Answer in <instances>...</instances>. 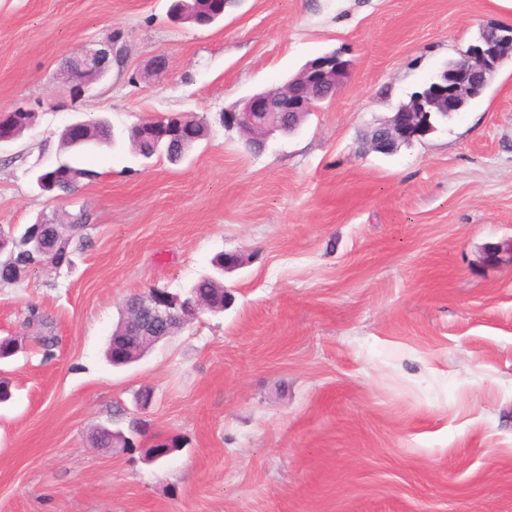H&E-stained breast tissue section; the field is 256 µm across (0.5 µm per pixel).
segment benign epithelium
Instances as JSON below:
<instances>
[{
  "label": "benign epithelium",
  "instance_id": "benign-epithelium-1",
  "mask_svg": "<svg viewBox=\"0 0 512 512\" xmlns=\"http://www.w3.org/2000/svg\"><path fill=\"white\" fill-rule=\"evenodd\" d=\"M227 3L228 0H177L175 14L184 22L209 25L224 15ZM488 30L492 37L470 45L463 64L450 72L442 71L423 91L399 105L391 120L371 128L368 142L372 150L381 153L389 144L411 142L434 132L431 117H448L459 111L465 100L483 94L498 72L502 56L512 52V26H490ZM113 44L111 40L73 57L58 73L59 83L70 91L90 88L112 68ZM351 70L352 62L336 52L313 59L283 86L257 92L224 111V127L249 134V144L261 149L271 135L290 134L296 121L317 111L330 94L341 89ZM130 133L163 138L166 127L146 119L135 123ZM486 259L512 264V240L488 246ZM215 308L209 301L193 298L177 310L157 297L147 298L137 314L127 317L122 348L113 357L114 362L134 358L137 347L157 338L156 325L173 320L187 324L200 312Z\"/></svg>",
  "mask_w": 512,
  "mask_h": 512
}]
</instances>
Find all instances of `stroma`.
<instances>
[{
	"label": "stroma",
	"instance_id": "stroma-1",
	"mask_svg": "<svg viewBox=\"0 0 512 512\" xmlns=\"http://www.w3.org/2000/svg\"><path fill=\"white\" fill-rule=\"evenodd\" d=\"M172 0H0V112L35 113L0 145V225L87 211L70 263L0 282V512H512V63L462 112L391 155L365 136L474 43L512 25L497 0H229L208 26ZM115 38L85 93L64 59ZM348 81L299 131L250 152L224 110L325 53ZM168 66L141 80L155 58ZM203 119L180 164L127 141L60 146L75 120L115 132ZM96 171L58 196L37 172ZM238 253L234 298L138 361L105 356L124 300L181 293ZM38 305L56 345L27 322ZM151 390L147 407L136 397ZM144 433L96 447L100 426ZM183 447L146 464L144 448Z\"/></svg>",
	"mask_w": 512,
	"mask_h": 512
}]
</instances>
